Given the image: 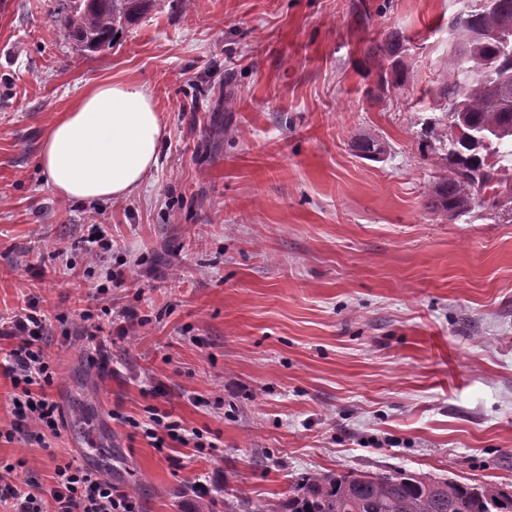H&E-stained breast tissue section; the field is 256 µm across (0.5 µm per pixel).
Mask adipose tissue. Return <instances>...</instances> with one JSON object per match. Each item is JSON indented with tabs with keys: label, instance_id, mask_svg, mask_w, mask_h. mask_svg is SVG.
<instances>
[{
	"label": "adipose tissue",
	"instance_id": "obj_1",
	"mask_svg": "<svg viewBox=\"0 0 512 512\" xmlns=\"http://www.w3.org/2000/svg\"><path fill=\"white\" fill-rule=\"evenodd\" d=\"M164 133L145 86L101 83L48 126L39 167L61 198L90 205L122 198L156 166Z\"/></svg>",
	"mask_w": 512,
	"mask_h": 512
}]
</instances>
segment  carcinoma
<instances>
[{"mask_svg":"<svg viewBox=\"0 0 512 512\" xmlns=\"http://www.w3.org/2000/svg\"><path fill=\"white\" fill-rule=\"evenodd\" d=\"M155 0H70L61 21L64 34L85 51L112 45L116 35L151 10ZM475 7L449 26L460 45L436 91L454 117L448 136V174L433 185L427 207L453 217L472 202L479 187L492 208L512 211V186L500 172L512 164V0H472ZM372 54L386 57L397 80L405 75L399 36ZM357 151L377 161L387 152L382 139L364 137ZM242 512H512V491L494 484L469 485L450 478L408 472H314L294 484L288 498L269 505L240 500Z\"/></svg>","mask_w":512,"mask_h":512,"instance_id":"cac0c4a2","label":"carcinoma"}]
</instances>
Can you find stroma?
<instances>
[{
    "label": "stroma",
    "instance_id": "stroma-1",
    "mask_svg": "<svg viewBox=\"0 0 512 512\" xmlns=\"http://www.w3.org/2000/svg\"><path fill=\"white\" fill-rule=\"evenodd\" d=\"M465 6L158 0L89 53L64 37L59 0H0V317L27 296L54 314L63 416L48 445L0 439V462L50 485L92 427L84 465L139 512H199L203 475L214 499L258 504L312 472L512 487V214L426 207L447 171L453 118L435 92ZM394 32L406 77L377 91L369 51ZM106 80L150 89L158 164L127 197L59 198L39 168L46 129ZM367 136L387 142L381 161L360 158ZM94 219L127 280L103 294L76 247ZM125 310L140 325L124 329ZM153 405L208 447L152 448L138 424Z\"/></svg>",
    "mask_w": 512,
    "mask_h": 512
}]
</instances>
